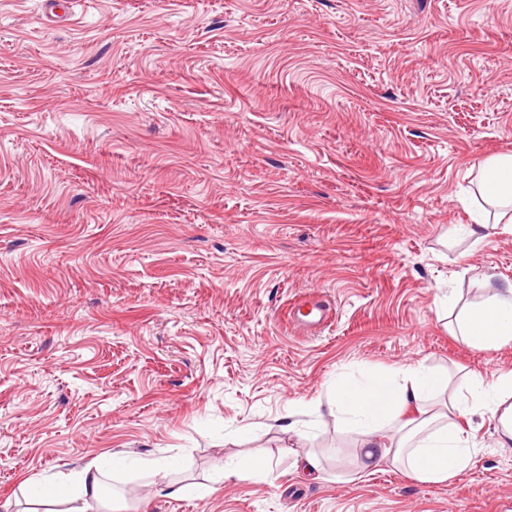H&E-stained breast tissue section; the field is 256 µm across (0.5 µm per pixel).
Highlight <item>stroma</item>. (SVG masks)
Returning a JSON list of instances; mask_svg holds the SVG:
<instances>
[{
  "mask_svg": "<svg viewBox=\"0 0 512 512\" xmlns=\"http://www.w3.org/2000/svg\"><path fill=\"white\" fill-rule=\"evenodd\" d=\"M72 12L0 0V512L100 455L178 462L110 474L126 512H512L490 422L450 417L473 458L433 483L363 469L327 407L368 367L512 370L453 334L512 283V233L460 231L512 155V0ZM301 294L329 326L290 324Z\"/></svg>",
  "mask_w": 512,
  "mask_h": 512,
  "instance_id": "stroma-1",
  "label": "stroma"
}]
</instances>
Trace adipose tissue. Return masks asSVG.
Returning <instances> with one entry per match:
<instances>
[{
	"label": "adipose tissue",
	"mask_w": 512,
	"mask_h": 512,
	"mask_svg": "<svg viewBox=\"0 0 512 512\" xmlns=\"http://www.w3.org/2000/svg\"><path fill=\"white\" fill-rule=\"evenodd\" d=\"M478 190L497 212L491 219L475 217L469 233L485 237L494 223L512 229V155L484 162ZM456 334L476 348L511 342L512 284L470 304ZM447 388L443 375L420 363L389 373L368 370L358 378L338 379L328 407L338 422L360 433L363 468L389 459L418 480L438 483L465 469L472 457L467 439L449 429L450 413L479 414L493 422L501 444L512 443V371L488 379L473 376L466 398L448 394ZM442 392L448 399L435 406L433 400ZM116 466L115 460L96 458L78 470L29 480L26 495L37 502L64 498L73 502L72 512H95L102 478Z\"/></svg>",
	"instance_id": "1"
}]
</instances>
